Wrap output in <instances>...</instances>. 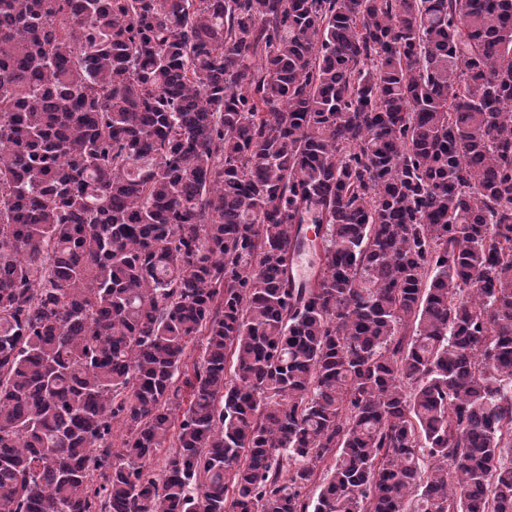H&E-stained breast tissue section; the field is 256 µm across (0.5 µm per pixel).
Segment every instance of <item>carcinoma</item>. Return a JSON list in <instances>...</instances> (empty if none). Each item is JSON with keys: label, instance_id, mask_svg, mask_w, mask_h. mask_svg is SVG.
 Listing matches in <instances>:
<instances>
[{"label": "carcinoma", "instance_id": "obj_1", "mask_svg": "<svg viewBox=\"0 0 512 512\" xmlns=\"http://www.w3.org/2000/svg\"><path fill=\"white\" fill-rule=\"evenodd\" d=\"M0 512H512V0H0Z\"/></svg>", "mask_w": 512, "mask_h": 512}]
</instances>
